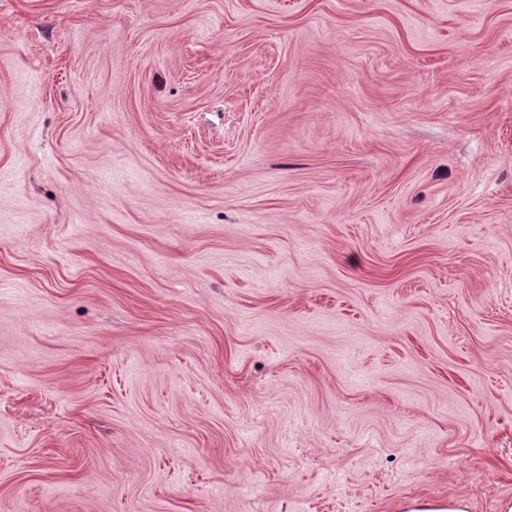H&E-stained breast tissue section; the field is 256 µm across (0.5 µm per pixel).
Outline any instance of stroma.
<instances>
[{
	"instance_id": "obj_1",
	"label": "stroma",
	"mask_w": 512,
	"mask_h": 512,
	"mask_svg": "<svg viewBox=\"0 0 512 512\" xmlns=\"http://www.w3.org/2000/svg\"><path fill=\"white\" fill-rule=\"evenodd\" d=\"M512 500V0H0V512Z\"/></svg>"
}]
</instances>
